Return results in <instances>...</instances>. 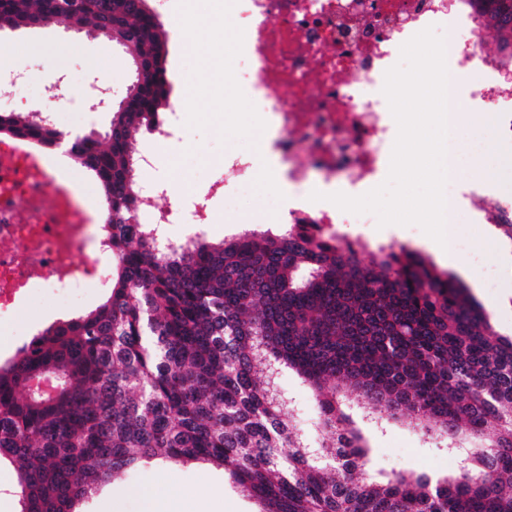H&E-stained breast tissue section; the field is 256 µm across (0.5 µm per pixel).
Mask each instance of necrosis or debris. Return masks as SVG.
I'll use <instances>...</instances> for the list:
<instances>
[{
    "instance_id": "obj_1",
    "label": "necrosis or debris",
    "mask_w": 512,
    "mask_h": 512,
    "mask_svg": "<svg viewBox=\"0 0 512 512\" xmlns=\"http://www.w3.org/2000/svg\"><path fill=\"white\" fill-rule=\"evenodd\" d=\"M235 18L231 42L215 32L212 52L228 48L234 64L223 79L240 86L253 112L266 120L268 178L277 193L283 224H309L328 233L336 224H365L367 215L336 209L327 196L357 195L384 178L395 120L382 93L385 73L400 48L427 27L451 31L449 91L475 84L476 96L494 105L504 91L493 76H479L483 49L464 38L463 11L448 0H224ZM59 142L54 155H67ZM20 138L0 137V331L12 328L32 280L52 289L58 305H73L83 289L106 284L108 248L92 224L90 204L71 188L77 170L61 171ZM139 165L148 178L137 183L139 212L160 244L175 245L174 224L193 238L211 223L210 202L255 176L248 155L224 160V175L206 191L190 190L168 209L155 205L161 182L150 179L154 155ZM325 193L311 201L312 191Z\"/></svg>"
}]
</instances>
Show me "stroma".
Returning <instances> with one entry per match:
<instances>
[{"label":"stroma","instance_id":"1","mask_svg":"<svg viewBox=\"0 0 512 512\" xmlns=\"http://www.w3.org/2000/svg\"><path fill=\"white\" fill-rule=\"evenodd\" d=\"M148 6L166 31L168 71L190 68L192 58L184 51L182 32L177 27L178 22L194 16L188 0H148ZM1 59L21 64L25 71V81L16 94L19 100L33 105L52 88H70L75 103L82 106L77 117L87 132H105L110 120L109 112L92 106L99 70L109 72L108 91L116 101L126 96L134 79L126 50L106 38L60 24L0 32ZM169 101L187 103L192 111L182 141L158 144L144 132L135 134L138 150L153 152L158 157L157 179L192 185L203 191L220 178L225 156L257 150L263 130L234 86L228 84L218 89L205 85L188 101L183 100L175 86ZM213 210V222L205 228L204 235L214 243L248 230L269 229L276 233L283 229L275 218L270 190L262 180L241 192L232 206H225L220 199L214 201ZM334 231L339 239H358L372 249L391 243L408 244L421 251L426 248V235L416 225L381 228L374 224H338ZM456 235L457 256L469 264L481 259L491 267L492 279L480 280L473 295L482 304L500 299V306L490 308L488 314L500 334L512 336V271L499 267L495 246L484 239L481 223L458 225ZM108 294L105 288L89 289L83 304L77 307L58 306L49 296L42 295L22 305L19 315L26 322L28 333L34 334L53 322L94 310ZM277 386L291 400L297 431L315 433L317 415L308 384L288 370L279 376ZM355 424L368 441L371 472L377 479L400 471L425 473L437 479L453 471L445 443L423 437L412 428L409 419L379 427L359 418ZM152 498L172 504L175 512H259L258 503L242 495L222 469L193 462L174 467L162 461L100 486L86 508L88 512H105L104 503L110 500L116 502L117 512H147Z\"/></svg>","mask_w":512,"mask_h":512}]
</instances>
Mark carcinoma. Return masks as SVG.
I'll list each match as a JSON object with an SVG mask.
<instances>
[{
    "instance_id": "1",
    "label": "carcinoma",
    "mask_w": 512,
    "mask_h": 512,
    "mask_svg": "<svg viewBox=\"0 0 512 512\" xmlns=\"http://www.w3.org/2000/svg\"><path fill=\"white\" fill-rule=\"evenodd\" d=\"M512 61V11L464 0ZM90 28L125 48L135 79L104 134L72 139L112 215L102 237L112 288L93 311L58 321L0 361V463L15 465L20 512H82L99 486L151 460L201 461L230 476L260 512H512V337L453 274L400 244L342 248L302 236L202 235L160 251L136 221L134 132L169 107L166 32L147 0H0V29ZM43 150L59 131L0 112V136ZM492 220L512 241V212ZM285 369L308 383L311 445L271 390ZM380 423L413 416L448 450L490 436L458 472L367 476L369 448L343 407Z\"/></svg>"
}]
</instances>
